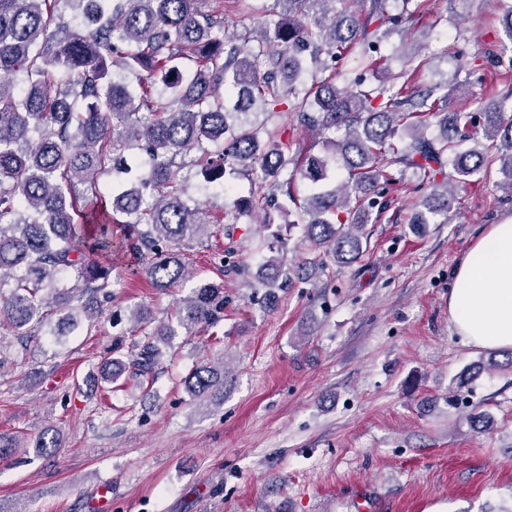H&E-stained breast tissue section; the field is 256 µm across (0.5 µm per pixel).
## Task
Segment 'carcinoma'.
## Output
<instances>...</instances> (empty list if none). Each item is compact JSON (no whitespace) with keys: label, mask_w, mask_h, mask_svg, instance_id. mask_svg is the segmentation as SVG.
<instances>
[{"label":"carcinoma","mask_w":512,"mask_h":512,"mask_svg":"<svg viewBox=\"0 0 512 512\" xmlns=\"http://www.w3.org/2000/svg\"><path fill=\"white\" fill-rule=\"evenodd\" d=\"M0 0V328L40 329L57 316L67 336L102 312L112 268L89 259L118 249L138 261L134 272L157 289L185 279L180 246L208 234L213 221L190 206L175 179L176 159L196 155L214 187L231 190L237 167L260 172L252 196L234 201V215L263 212L259 223L277 251L288 243L272 230L273 212L292 216L277 192L294 176L312 182L300 207L307 241L336 265L356 262L376 206L371 194L391 171L412 170L423 209L414 224L448 216L455 190L498 165L512 191V93L493 97L479 121L448 111V92H422L411 77L419 52H404L397 90L379 79L351 89L336 83L346 55L358 53L375 71L381 45L413 15V0L392 14L388 0H274L255 42L225 32L224 0ZM82 21H66L60 6ZM329 75L317 77L321 70ZM136 75L129 83L124 73ZM291 103L297 122L329 139L324 156L302 161L266 124ZM436 123L439 135L425 130ZM480 126L482 136L470 132ZM340 162L348 180L328 178ZM294 168H289V165ZM135 174V184L100 186L104 174ZM83 189H78V186ZM267 294L302 280L305 268L267 258ZM224 317V284L201 279L180 301L177 320L131 340L132 359L106 357L101 379L151 375L163 356L158 340ZM224 358L200 362L184 378L194 398L224 403ZM471 429L493 428L485 412L467 415ZM49 455L58 436L32 444Z\"/></svg>","instance_id":"carcinoma-1"}]
</instances>
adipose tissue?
Returning <instances> with one entry per match:
<instances>
[{"label":"adipose tissue","instance_id":"1","mask_svg":"<svg viewBox=\"0 0 512 512\" xmlns=\"http://www.w3.org/2000/svg\"><path fill=\"white\" fill-rule=\"evenodd\" d=\"M448 315L466 344L512 348V218L490 225L459 260Z\"/></svg>","mask_w":512,"mask_h":512}]
</instances>
